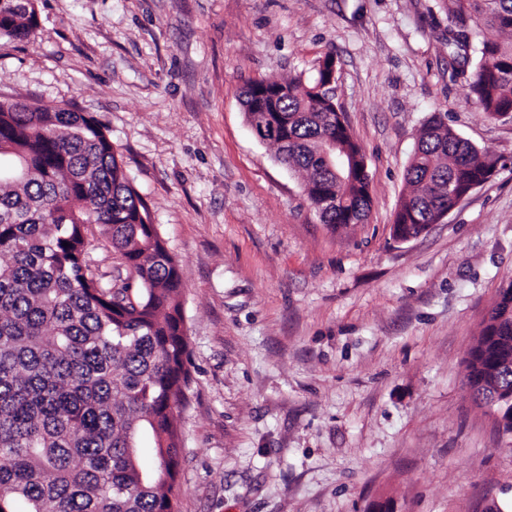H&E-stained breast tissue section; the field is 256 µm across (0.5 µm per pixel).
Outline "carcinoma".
Wrapping results in <instances>:
<instances>
[{"mask_svg":"<svg viewBox=\"0 0 512 512\" xmlns=\"http://www.w3.org/2000/svg\"><path fill=\"white\" fill-rule=\"evenodd\" d=\"M451 80L491 120L512 118V39L471 42L482 29L512 34V0H446ZM34 0H0V36L28 37ZM321 77L269 81L255 107L284 133L263 140L305 175V193L333 230L365 221L369 176L336 178L331 140L361 147L304 90ZM499 157L479 151L442 118L420 134L406 169L410 194L394 223L435 224L453 200L486 182ZM102 229L126 277L105 280L88 248ZM69 246H63V243ZM178 263L130 184L97 117L0 101V512H178L176 412L192 382ZM466 369L474 400L512 394V283L499 291Z\"/></svg>","mask_w":512,"mask_h":512,"instance_id":"obj_1","label":"carcinoma"}]
</instances>
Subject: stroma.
I'll return each mask as SVG.
<instances>
[{"mask_svg": "<svg viewBox=\"0 0 512 512\" xmlns=\"http://www.w3.org/2000/svg\"><path fill=\"white\" fill-rule=\"evenodd\" d=\"M0 36V100L105 123L179 261L192 383L179 512H512V435L466 362L512 281V119L448 73L444 0H37ZM336 62L372 207L332 231L242 92ZM503 165L406 243L391 225L426 120Z\"/></svg>", "mask_w": 512, "mask_h": 512, "instance_id": "stroma-1", "label": "stroma"}]
</instances>
